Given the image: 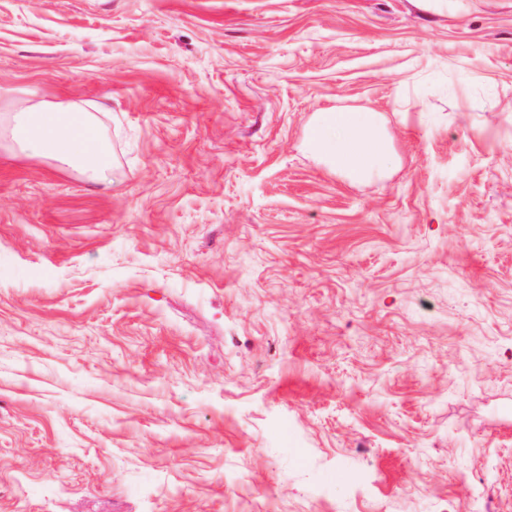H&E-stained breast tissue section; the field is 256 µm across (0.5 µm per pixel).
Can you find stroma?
I'll use <instances>...</instances> for the list:
<instances>
[{
    "mask_svg": "<svg viewBox=\"0 0 512 512\" xmlns=\"http://www.w3.org/2000/svg\"><path fill=\"white\" fill-rule=\"evenodd\" d=\"M13 100L112 184L0 144V512H512V0H0ZM9 112L8 131L20 152L50 157L95 184H111L110 146L97 118L85 107L38 102L2 107ZM307 144L331 169L354 180L364 179L389 160L375 112L339 109L316 112Z\"/></svg>",
    "mask_w": 512,
    "mask_h": 512,
    "instance_id": "stroma-1",
    "label": "stroma"
}]
</instances>
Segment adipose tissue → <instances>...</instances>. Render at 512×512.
<instances>
[{
	"instance_id": "adipose-tissue-1",
	"label": "adipose tissue",
	"mask_w": 512,
	"mask_h": 512,
	"mask_svg": "<svg viewBox=\"0 0 512 512\" xmlns=\"http://www.w3.org/2000/svg\"><path fill=\"white\" fill-rule=\"evenodd\" d=\"M8 116V131L20 152L52 158L93 183L109 185L110 146L88 109L49 102L13 104ZM307 144L331 169L355 180L364 179L389 160L374 112H317Z\"/></svg>"
}]
</instances>
